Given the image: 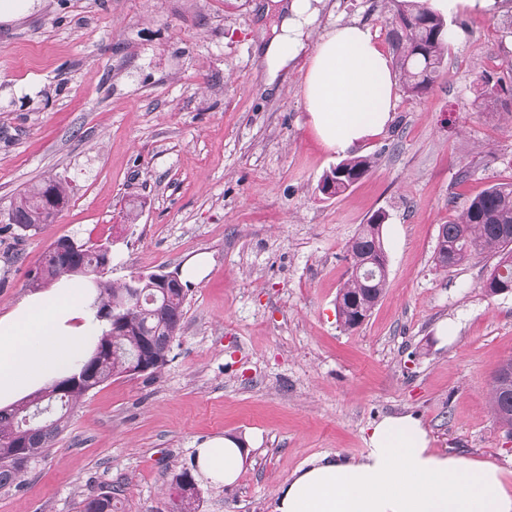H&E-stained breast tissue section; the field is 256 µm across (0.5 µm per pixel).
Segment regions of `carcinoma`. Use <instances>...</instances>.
<instances>
[{"instance_id":"obj_1","label":"carcinoma","mask_w":512,"mask_h":512,"mask_svg":"<svg viewBox=\"0 0 512 512\" xmlns=\"http://www.w3.org/2000/svg\"><path fill=\"white\" fill-rule=\"evenodd\" d=\"M396 19V27L391 33L393 67L405 93L410 96L426 94L434 86L447 50L449 32L445 20L433 13L425 0H401ZM505 93L512 95V88L487 81L482 102L496 101ZM374 166L375 157L371 155L346 158L330 168L331 176L324 179L325 184L333 183V188L328 190L319 185L317 189L328 198L337 197L368 175ZM68 197L67 183L48 177L23 193L10 209L9 223L22 231L50 224L60 213L54 203L64 206ZM384 224L386 213L375 212L347 243L350 265H360L369 272L367 278L348 276L337 292V314L343 318L342 326L347 330L352 329L355 316L369 317L385 294L387 266L375 264L385 251ZM438 237L441 248L436 253L437 265L454 267L474 256L493 253L498 261L487 277L485 291L490 295L500 290L512 292V182L495 183L471 198L459 219L440 225ZM103 261L104 257L88 246L72 253L66 264L51 259L42 263L36 269L31 285L43 288L63 277L81 274L83 267H97ZM94 287L97 288L96 312L104 317L107 329L99 336L93 353L76 371L81 383L68 393L60 392L58 384L53 383L30 396L36 402L35 409L55 410L52 425L44 431L42 424L34 421L29 426L31 433H23L14 416L15 408L0 409V487L11 485L21 477L19 456L27 454L36 459L48 450L65 427L68 408L124 373L132 355L146 342L153 341L154 352L161 358L155 370L167 364L170 348L163 337L178 336L185 295L179 290H170L167 296L161 297L163 307L160 310L145 301L139 309L117 311L125 320V326L115 335L112 332V298L122 294L126 284L102 277ZM491 401L498 419L512 428V359L498 368ZM115 498L114 490L88 498L85 512H112Z\"/></svg>"}]
</instances>
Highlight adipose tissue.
I'll return each mask as SVG.
<instances>
[{"mask_svg":"<svg viewBox=\"0 0 512 512\" xmlns=\"http://www.w3.org/2000/svg\"><path fill=\"white\" fill-rule=\"evenodd\" d=\"M324 0H268L279 23L263 45L264 82L274 87L299 57L307 68L301 94L322 145L347 154L384 131L397 96L388 53L359 24L311 40ZM92 283L63 278L28 295L0 317V407L69 374L101 334ZM357 459L322 457L300 467L277 490L274 512H512V472L435 450L422 422L385 417L370 425ZM247 451L232 436L202 442L198 472L231 486Z\"/></svg>","mask_w":512,"mask_h":512,"instance_id":"1","label":"adipose tissue"}]
</instances>
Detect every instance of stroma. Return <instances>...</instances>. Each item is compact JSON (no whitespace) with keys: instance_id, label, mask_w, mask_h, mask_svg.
I'll use <instances>...</instances> for the list:
<instances>
[{"instance_id":"obj_1","label":"stroma","mask_w":512,"mask_h":512,"mask_svg":"<svg viewBox=\"0 0 512 512\" xmlns=\"http://www.w3.org/2000/svg\"><path fill=\"white\" fill-rule=\"evenodd\" d=\"M398 5L329 0L314 33L366 24L387 48ZM447 23L433 89L398 93L385 131L359 149L376 167L327 199L317 184L340 157L308 123L305 58L264 89L265 0H32L0 22V316L62 237L109 244L114 282L211 257L167 365L84 396L52 447L0 488V512H82L114 485L118 512H176L173 477L199 444L253 433L236 485L198 481V512H272L296 469L360 456L370 424L408 413L436 450L512 470V436L490 404L512 357V293L483 287L493 254L435 261L440 225L512 181V97L474 105L484 80L512 87V12ZM48 176L69 186L59 216L9 225L19 194ZM378 210L388 288L348 331L336 312L346 244Z\"/></svg>"}]
</instances>
